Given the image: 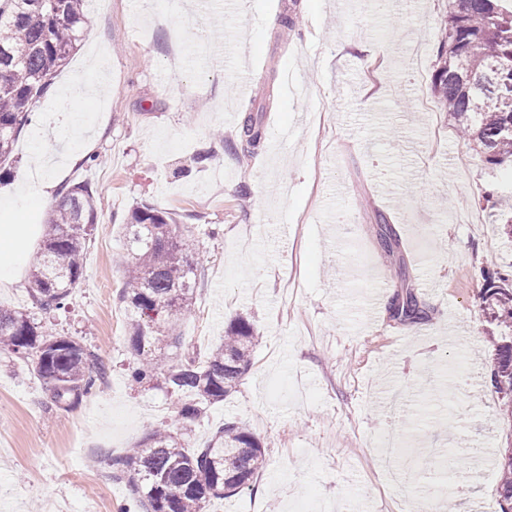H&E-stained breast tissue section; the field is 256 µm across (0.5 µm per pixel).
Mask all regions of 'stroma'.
Here are the masks:
<instances>
[{
  "instance_id": "stroma-1",
  "label": "stroma",
  "mask_w": 512,
  "mask_h": 512,
  "mask_svg": "<svg viewBox=\"0 0 512 512\" xmlns=\"http://www.w3.org/2000/svg\"><path fill=\"white\" fill-rule=\"evenodd\" d=\"M225 2L96 0L89 13L105 19L107 40L86 37L40 103V126L15 141L0 225H40L54 207L19 181L38 141L54 159L43 177L97 193L84 278L67 310L35 319L81 342L105 375L75 406H58L32 362L0 351V512H134L114 457L150 429L202 448L229 420L251 430L267 465L207 512H421L448 496L458 512H500L496 464L472 462L512 441L490 383L495 325L481 276L512 271V239L477 200L494 186L511 207L512 178L437 107L446 0ZM247 68L269 98L238 93ZM87 72L99 95L79 93ZM67 112L83 113L97 164L66 161ZM230 113L254 117L256 155L229 150L239 140ZM203 150L210 158L195 167ZM143 203L199 242L182 346L158 358L205 359L239 317L259 334L236 392L191 423L178 419L177 397L129 377L120 226ZM379 213L401 236L394 252L381 246ZM40 243L32 234L28 258ZM28 258L0 282V307L30 309ZM383 271L384 301L413 290L429 320L386 309L368 318L364 298Z\"/></svg>"
}]
</instances>
